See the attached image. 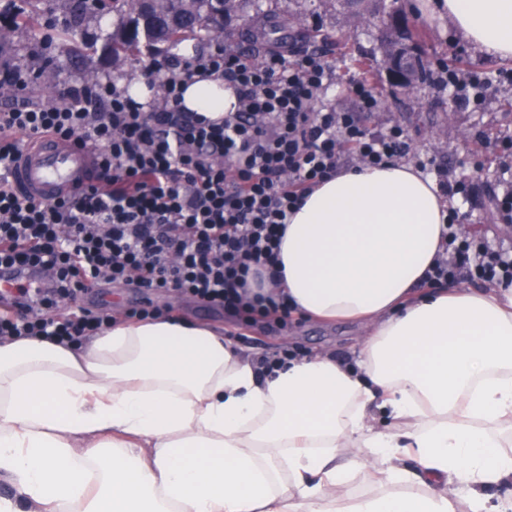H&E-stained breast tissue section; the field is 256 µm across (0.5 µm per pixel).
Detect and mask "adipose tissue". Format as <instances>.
Returning <instances> with one entry per match:
<instances>
[{"instance_id":"1","label":"adipose tissue","mask_w":512,"mask_h":512,"mask_svg":"<svg viewBox=\"0 0 512 512\" xmlns=\"http://www.w3.org/2000/svg\"><path fill=\"white\" fill-rule=\"evenodd\" d=\"M412 7L512 60V0ZM235 103L220 78L184 86L186 111ZM449 211L435 181L388 163L340 171L289 215L282 279L249 286L367 326L350 363L316 353L261 373L223 335L167 317L68 347L0 343V476L20 494L0 512H512L484 493L512 477V286L421 291ZM365 470L382 493L340 497Z\"/></svg>"}]
</instances>
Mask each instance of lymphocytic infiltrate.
Segmentation results:
<instances>
[{
    "label": "lymphocytic infiltrate",
    "mask_w": 512,
    "mask_h": 512,
    "mask_svg": "<svg viewBox=\"0 0 512 512\" xmlns=\"http://www.w3.org/2000/svg\"><path fill=\"white\" fill-rule=\"evenodd\" d=\"M170 66L168 56L152 59L149 74L164 80L148 105L99 80L60 87L55 106L23 99L0 107V265L36 267L51 279L39 294L20 288L0 299V340L66 344L91 335L112 321L110 310L63 308L103 284L172 292L246 326L286 321L283 294L253 296L245 284L278 265L289 213L352 160L379 166L410 154L399 125L366 130L363 115L383 106L366 77L346 89L351 109L323 101L336 70L322 52L254 59L219 48L185 61L181 73ZM199 73L223 77L236 111L213 119L181 109L182 84ZM433 84L461 109L481 103L486 86L475 72L448 69L435 71ZM42 135L91 146L101 159L99 183L48 203L22 196L7 173L26 139ZM457 221L450 214L426 285H512V258L460 238Z\"/></svg>",
    "instance_id": "lymphocytic-infiltrate-1"
}]
</instances>
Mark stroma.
<instances>
[{
  "label": "stroma",
  "instance_id": "stroma-1",
  "mask_svg": "<svg viewBox=\"0 0 512 512\" xmlns=\"http://www.w3.org/2000/svg\"><path fill=\"white\" fill-rule=\"evenodd\" d=\"M411 0H381L382 13L392 11L404 15L411 30L423 31V50L435 63L461 59L465 69L477 72L495 84V91L480 105L462 110L455 106L447 92L432 85H422L411 94L391 88L386 76V59L377 51L375 26L357 25L349 19L342 0H262L268 17L284 12H301L306 17V33L289 31L288 41L302 49H319L336 65V83L327 91L325 101L336 109L348 107L345 89L358 77L352 55L368 57L377 75L379 91L384 98L382 111L365 118L369 131H378L389 121L400 124L411 139L412 148L421 157L433 159L435 166L449 177L469 176L474 184L470 200L453 198L452 203L461 222L469 224L471 235L483 239L492 248L512 253V233H506L495 210V197L502 194L512 171L506 170L494 144L512 138V83L501 81V74L512 71V60H497L482 55L462 39L449 23L430 21L410 8ZM112 30L111 16L87 15L78 26V37L93 42L95 51L64 59L62 79L80 86L88 73L111 77L120 86L142 80V71L150 62V51L141 57L115 66L107 49L106 36ZM45 28L19 31L11 45L0 54V63L7 66L35 68L45 57L59 53V46L49 45ZM155 306L170 315L209 327L231 339L246 357H272L283 348L296 347L314 353L324 352L339 359L352 355L356 340L364 330L355 322L323 323L311 317L294 315L288 329L271 332L230 322L223 312L175 294L153 296Z\"/></svg>",
  "mask_w": 512,
  "mask_h": 512
}]
</instances>
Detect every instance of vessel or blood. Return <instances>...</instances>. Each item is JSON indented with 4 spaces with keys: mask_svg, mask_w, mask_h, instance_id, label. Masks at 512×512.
Here are the masks:
<instances>
[{
    "mask_svg": "<svg viewBox=\"0 0 512 512\" xmlns=\"http://www.w3.org/2000/svg\"><path fill=\"white\" fill-rule=\"evenodd\" d=\"M12 180L31 200L45 202L71 191L76 185L94 180L91 154L73 141L42 136L25 145L18 163L12 169ZM31 288L49 284L43 273L0 269V291H14L20 283Z\"/></svg>",
    "mask_w": 512,
    "mask_h": 512,
    "instance_id": "obj_1",
    "label": "vessel or blood"
}]
</instances>
